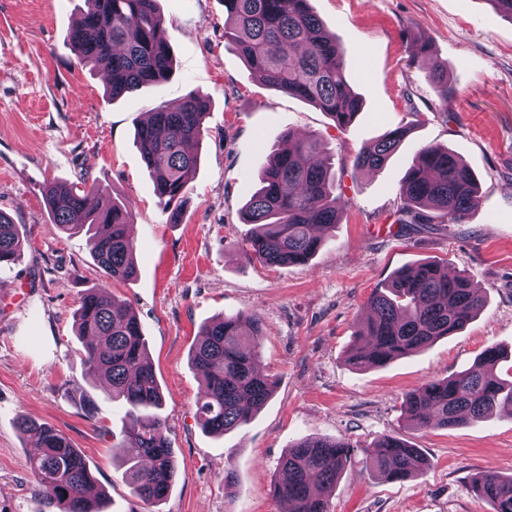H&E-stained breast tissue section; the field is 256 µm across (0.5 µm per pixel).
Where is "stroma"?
Instances as JSON below:
<instances>
[{
	"label": "stroma",
	"mask_w": 512,
	"mask_h": 512,
	"mask_svg": "<svg viewBox=\"0 0 512 512\" xmlns=\"http://www.w3.org/2000/svg\"><path fill=\"white\" fill-rule=\"evenodd\" d=\"M346 51L363 108L346 131L324 112L261 84L224 39L223 0H158L174 56L165 84L111 101L102 70L80 64L69 35L84 0H0V211L19 224L23 253L0 267V512H50L18 426L25 417L65 433L106 493L105 512H287L273 494L278 463L305 438L344 439L351 462L330 512H492L472 478L512 474V415L448 429L404 423L406 393L468 367L488 346L512 366V20L488 0H310ZM430 46L418 52L420 42ZM448 71L440 101L429 73ZM207 104L200 162L182 221L169 215L136 146L147 112L189 94ZM411 130L387 164L354 173L352 155L388 129ZM315 135L348 206L305 265L248 259L242 211L282 133ZM427 144L448 147L476 174L478 207L460 224L398 235L406 172ZM88 179L134 212L137 275L112 292L129 302L164 396L179 464L165 498L133 495L112 435L122 402L85 372L74 313L102 277L85 233L51 224L43 188ZM435 261L469 275L485 296L462 331L382 368L348 362L368 300L402 268ZM262 320L259 362L276 388L240 429L206 433L195 417L201 376L191 351L203 325L230 313ZM395 434L422 449L424 472L375 475L364 449ZM239 476L224 490V471Z\"/></svg>",
	"instance_id": "stroma-1"
}]
</instances>
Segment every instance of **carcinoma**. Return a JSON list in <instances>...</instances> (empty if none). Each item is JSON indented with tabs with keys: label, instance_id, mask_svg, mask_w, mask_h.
<instances>
[{
	"label": "carcinoma",
	"instance_id": "1",
	"mask_svg": "<svg viewBox=\"0 0 512 512\" xmlns=\"http://www.w3.org/2000/svg\"><path fill=\"white\" fill-rule=\"evenodd\" d=\"M87 9L70 32L80 61L109 76L106 96L115 100L146 85H161L173 74V55L157 0H85ZM224 39L233 43L248 68L266 86L312 103L336 129L349 127L362 101L350 88L345 51L311 11L309 0H224ZM430 80L437 96L448 99V74L436 69ZM205 101L187 96L174 109L159 105L136 130V144L154 178L155 193L180 222L187 199V175L196 170L204 133ZM400 125L363 144L353 155L356 170L382 168L406 138ZM272 151L261 187L244 210L254 225L244 241L246 254L267 265H305L323 246L324 232L337 223L346 202L336 195V174L323 157L317 137L298 139L290 131ZM95 187L81 190L55 183L44 200L58 230L86 229L90 253L104 281L87 290L75 318L77 334L98 346L87 349L91 373L107 377L109 395L126 407L125 438L138 453L122 458L125 474L139 499L164 498L176 476L177 462L159 410L162 392L148 357L140 323L129 305L109 290V280H129L136 273L135 244L128 227L133 212L107 199L87 206ZM479 187L471 169L448 148L427 145L408 169L395 212L402 229L430 232L436 224H458L478 206ZM18 225L0 212V264L21 258ZM484 304L466 275H448L434 261L397 272L369 298L370 319L355 333L349 360L358 368H380L473 320ZM261 319L256 314H225L207 324L192 350L202 376L197 400L201 427L223 435L246 424L272 396L274 381L257 367ZM500 351L490 346L474 364L445 379L408 392L404 413L416 429L453 428L501 408L512 409V380L496 373ZM20 429L40 453L30 459L39 489L53 512H103L105 494L83 453L51 426L23 419ZM345 440L304 439L279 462L276 497L292 512H330L329 497L350 462ZM373 472L403 480L428 466L421 449L398 435L386 434L364 449ZM479 496L493 512H512V475L492 471L473 478Z\"/></svg>",
	"mask_w": 512,
	"mask_h": 512
}]
</instances>
